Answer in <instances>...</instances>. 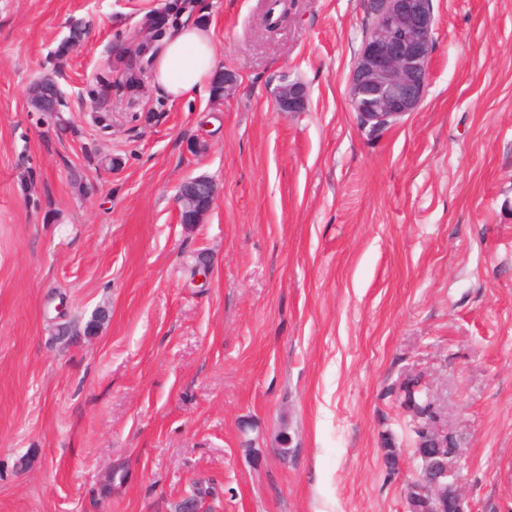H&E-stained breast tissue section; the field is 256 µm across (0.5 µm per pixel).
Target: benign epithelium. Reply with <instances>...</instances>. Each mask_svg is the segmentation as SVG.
Wrapping results in <instances>:
<instances>
[{
  "label": "benign epithelium",
  "instance_id": "1",
  "mask_svg": "<svg viewBox=\"0 0 512 512\" xmlns=\"http://www.w3.org/2000/svg\"><path fill=\"white\" fill-rule=\"evenodd\" d=\"M371 24L364 31L349 78V101L365 129L390 128L420 107L431 61L435 17L433 0H364ZM165 23L152 16L133 35L137 52L146 56L163 34ZM284 112H300L307 89L285 75L276 88ZM216 199L212 181L193 178L183 182L177 194L181 222L196 224L211 210ZM460 448L448 452V463L432 480L419 479L424 488L409 483L408 512H467L466 498L458 484Z\"/></svg>",
  "mask_w": 512,
  "mask_h": 512
}]
</instances>
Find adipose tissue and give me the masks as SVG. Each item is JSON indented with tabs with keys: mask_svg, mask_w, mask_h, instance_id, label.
<instances>
[{
	"mask_svg": "<svg viewBox=\"0 0 512 512\" xmlns=\"http://www.w3.org/2000/svg\"><path fill=\"white\" fill-rule=\"evenodd\" d=\"M217 67L210 28L187 20L173 29L154 57V84L160 95L179 100L201 91Z\"/></svg>",
	"mask_w": 512,
	"mask_h": 512,
	"instance_id": "1",
	"label": "adipose tissue"
}]
</instances>
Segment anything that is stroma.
<instances>
[{
    "instance_id": "obj_1",
    "label": "stroma",
    "mask_w": 512,
    "mask_h": 512,
    "mask_svg": "<svg viewBox=\"0 0 512 512\" xmlns=\"http://www.w3.org/2000/svg\"><path fill=\"white\" fill-rule=\"evenodd\" d=\"M180 3L0 0V512H406L413 378L471 512H512V0H433L424 99L378 136L361 0H205L234 93L125 85ZM165 23L159 17L152 16L148 22H144L143 27L133 35V41H138L137 52L141 57H145L154 47V43L163 34ZM276 99L282 111L301 112L306 105L307 89L302 82L284 75L276 88ZM216 199V188L209 179L198 177L183 182L177 194L181 222L198 223L211 210Z\"/></svg>"
}]
</instances>
